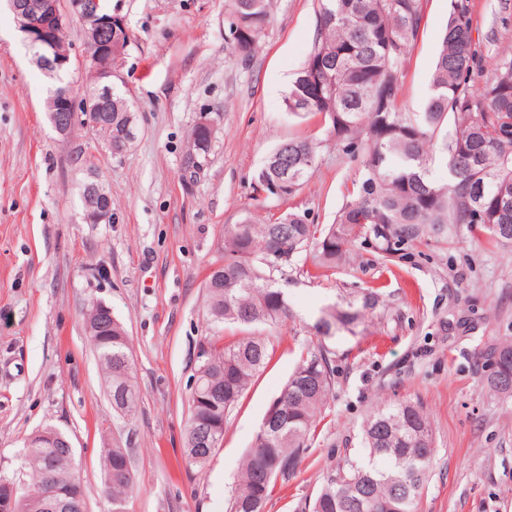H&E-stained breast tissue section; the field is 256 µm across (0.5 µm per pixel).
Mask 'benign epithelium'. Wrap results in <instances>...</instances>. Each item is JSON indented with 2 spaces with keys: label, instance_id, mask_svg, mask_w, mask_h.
Wrapping results in <instances>:
<instances>
[{
  "label": "benign epithelium",
  "instance_id": "7a95c632",
  "mask_svg": "<svg viewBox=\"0 0 512 512\" xmlns=\"http://www.w3.org/2000/svg\"><path fill=\"white\" fill-rule=\"evenodd\" d=\"M9 8L35 63L48 74L69 69L71 45L59 39V31L70 16L82 21L80 38L85 47L86 70L100 89L99 103L83 112L84 121L95 130L110 126L112 77L115 64L123 56L125 20L110 12L98 13V0H68L66 13L60 9V0H9ZM46 109L56 132L69 135L78 118L71 89L59 88L46 99ZM83 212L89 224L112 223V199L95 180L86 184Z\"/></svg>",
  "mask_w": 512,
  "mask_h": 512
}]
</instances>
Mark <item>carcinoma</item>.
I'll return each instance as SVG.
<instances>
[{
	"instance_id": "cac0c4a2",
	"label": "carcinoma",
	"mask_w": 512,
	"mask_h": 512,
	"mask_svg": "<svg viewBox=\"0 0 512 512\" xmlns=\"http://www.w3.org/2000/svg\"><path fill=\"white\" fill-rule=\"evenodd\" d=\"M272 0H229L227 19L242 25L233 49L249 58L269 22ZM423 0H317L311 52L292 81L285 105L296 117L319 115L347 154L359 160V174L347 189L334 221L320 225L290 211L275 220L251 215L226 225L224 265L208 275V314L217 323L250 327L275 325L290 312L277 277L288 270H330L347 261L360 245L390 261L418 244L463 226L475 238L487 236L512 247V45L503 47L493 73L484 76L479 40L474 37L470 0H450L445 27L421 112L399 102L407 56L418 39ZM136 119L129 100L112 92V144ZM317 143L291 139L279 144L256 177L257 187L288 175L293 196L313 175ZM447 172L440 182L434 167ZM379 289L366 288L349 299L325 305L314 323L331 339L354 334L377 315ZM99 310L85 313L88 338L111 381L112 409L132 415L137 394L130 343L123 325L112 319V335L99 329ZM500 365L486 377L496 393L512 394V343L494 349ZM184 454L208 464L224 441V424L256 375L271 360L268 340L244 336L225 343L212 336L198 349ZM330 348L299 350V360L274 402L279 415L262 420L243 457L227 512H261L276 481L291 477L314 440L317 416L333 386ZM434 448L423 406L409 399L376 405L363 426V451L326 472L307 512H417L430 478ZM70 449L47 448L31 438L19 468L0 476V498L18 483L11 512H65L50 504V487L61 498L85 497ZM105 489L112 512H124L134 486L129 449L105 448Z\"/></svg>"
}]
</instances>
